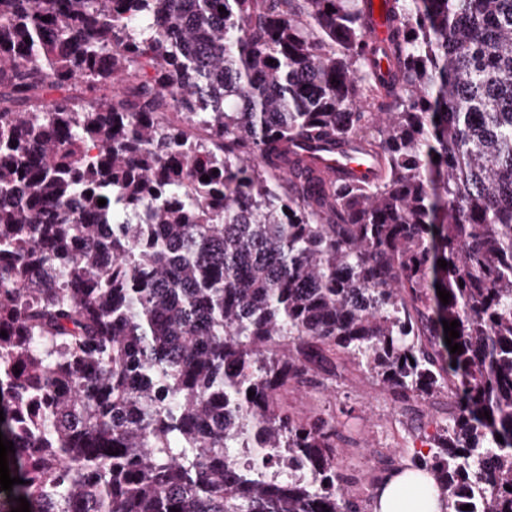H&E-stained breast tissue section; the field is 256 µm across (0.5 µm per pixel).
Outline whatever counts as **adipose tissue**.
<instances>
[{
  "mask_svg": "<svg viewBox=\"0 0 512 512\" xmlns=\"http://www.w3.org/2000/svg\"><path fill=\"white\" fill-rule=\"evenodd\" d=\"M440 492L428 474L418 482L399 475L386 480L372 512H443Z\"/></svg>",
  "mask_w": 512,
  "mask_h": 512,
  "instance_id": "ef3b65f1",
  "label": "adipose tissue"
}]
</instances>
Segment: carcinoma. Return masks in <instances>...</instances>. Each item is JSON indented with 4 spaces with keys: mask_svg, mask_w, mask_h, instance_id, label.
I'll return each instance as SVG.
<instances>
[{
    "mask_svg": "<svg viewBox=\"0 0 512 512\" xmlns=\"http://www.w3.org/2000/svg\"><path fill=\"white\" fill-rule=\"evenodd\" d=\"M383 2L0 0V512H367L280 402L347 363L512 512V0ZM334 168H336V173L344 170H350L358 177L359 180H369L372 177L373 168L352 157L334 155L318 160V170L324 174Z\"/></svg>",
    "mask_w": 512,
    "mask_h": 512,
    "instance_id": "1",
    "label": "carcinoma"
}]
</instances>
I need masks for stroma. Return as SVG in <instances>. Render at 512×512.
I'll use <instances>...</instances> for the list:
<instances>
[{
    "instance_id": "stroma-1",
    "label": "stroma",
    "mask_w": 512,
    "mask_h": 512,
    "mask_svg": "<svg viewBox=\"0 0 512 512\" xmlns=\"http://www.w3.org/2000/svg\"><path fill=\"white\" fill-rule=\"evenodd\" d=\"M282 402L290 411L322 412L334 415L336 426L346 439L342 463L351 472L365 476L367 494H374L385 472L380 455L410 452L419 447V437L448 422V408L439 403L419 404L407 413L395 405L377 382L356 369L325 390H288Z\"/></svg>"
}]
</instances>
